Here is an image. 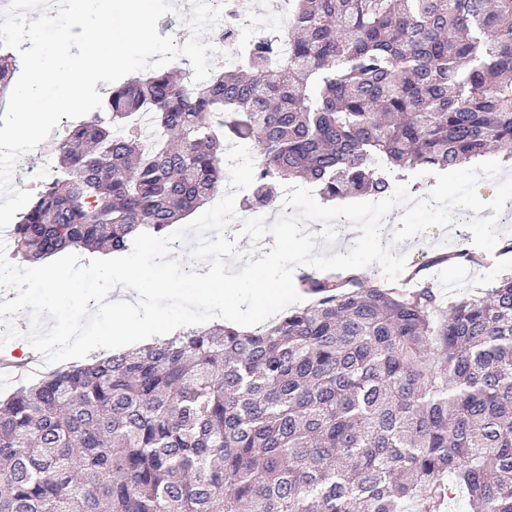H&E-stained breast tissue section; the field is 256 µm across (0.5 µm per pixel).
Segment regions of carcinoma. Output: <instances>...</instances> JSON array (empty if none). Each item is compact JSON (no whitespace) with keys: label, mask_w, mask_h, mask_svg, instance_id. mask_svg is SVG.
Returning <instances> with one entry per match:
<instances>
[{"label":"carcinoma","mask_w":512,"mask_h":512,"mask_svg":"<svg viewBox=\"0 0 512 512\" xmlns=\"http://www.w3.org/2000/svg\"><path fill=\"white\" fill-rule=\"evenodd\" d=\"M196 84L134 77L58 139L12 256L168 234L252 147L246 205L301 178L327 201L417 168L512 156V0H294ZM18 69L0 47V105ZM483 265L472 251L432 263ZM306 273L303 308L48 370L0 399V512H512V273L445 300Z\"/></svg>","instance_id":"1"}]
</instances>
